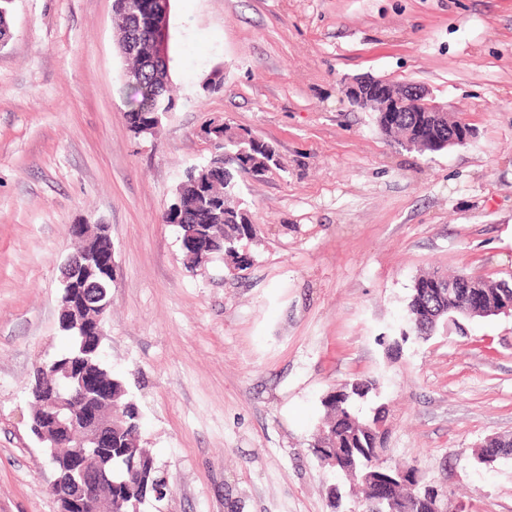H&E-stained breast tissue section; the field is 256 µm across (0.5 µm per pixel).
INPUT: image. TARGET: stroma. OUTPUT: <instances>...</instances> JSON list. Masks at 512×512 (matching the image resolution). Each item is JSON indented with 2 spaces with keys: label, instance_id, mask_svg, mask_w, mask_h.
<instances>
[{
  "label": "stroma",
  "instance_id": "35a3bbf8",
  "mask_svg": "<svg viewBox=\"0 0 512 512\" xmlns=\"http://www.w3.org/2000/svg\"><path fill=\"white\" fill-rule=\"evenodd\" d=\"M0 46V512H59L30 432V375L58 326L70 227L114 247L102 356L171 492L143 512H334L311 442L322 398L360 378L385 405L380 463L418 468L449 512H512V317L399 343L427 272L512 282V0H171L177 106L135 135L114 0H13ZM223 70L219 91L202 82ZM371 76L427 86L474 130L421 154L352 105ZM225 123L276 150L245 180L257 237L237 272L184 265L162 216ZM486 455L497 457V461L512 456V438L511 437H491L485 441L481 448L477 450V459H483Z\"/></svg>",
  "mask_w": 512,
  "mask_h": 512
}]
</instances>
